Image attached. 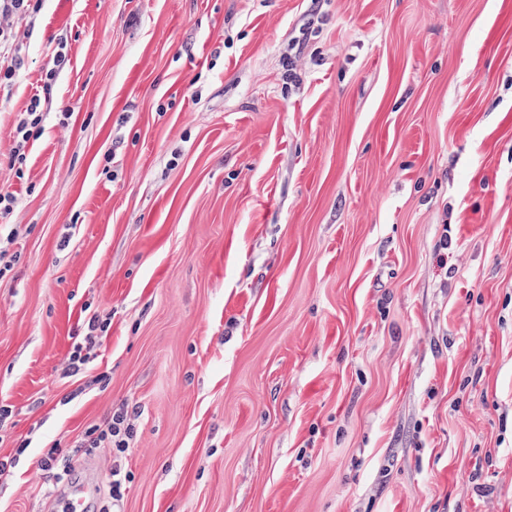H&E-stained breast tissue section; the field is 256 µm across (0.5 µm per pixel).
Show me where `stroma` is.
Wrapping results in <instances>:
<instances>
[{
  "mask_svg": "<svg viewBox=\"0 0 512 512\" xmlns=\"http://www.w3.org/2000/svg\"><path fill=\"white\" fill-rule=\"evenodd\" d=\"M20 43L0 512L127 407L73 459L123 512H512V0H43ZM31 101L30 107L27 109V112H24V117L20 118L17 125V133L18 138L17 144L14 147L13 151L10 153L8 157L7 166L11 170H15L16 175H22L23 170L22 166L26 161V155L24 148L26 144L30 141V139H37L43 133V112L38 110L40 106V98L38 96H34ZM110 322L108 319H100L99 316H92L85 325L83 342L76 343L69 354V370L78 372L84 367L90 358V351L100 342L104 333L108 331ZM134 436L132 416L128 410L111 412L101 424L94 425L85 432L80 441L66 450L61 442L53 444L40 460V469L52 476L56 484L70 480L72 460L78 454H91L99 448H107L112 456L122 458L131 448ZM127 479L126 475H122V471L120 467H116L112 470L111 473V481H110V492H109V500L104 502L102 512H120L117 510L119 503L122 501L125 490V481Z\"/></svg>",
  "mask_w": 512,
  "mask_h": 512,
  "instance_id": "stroma-1",
  "label": "stroma"
}]
</instances>
